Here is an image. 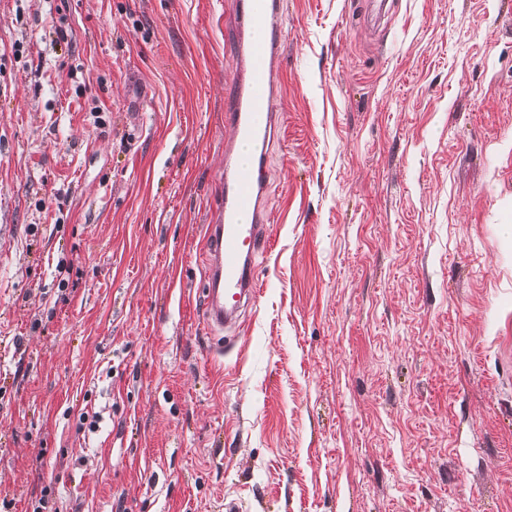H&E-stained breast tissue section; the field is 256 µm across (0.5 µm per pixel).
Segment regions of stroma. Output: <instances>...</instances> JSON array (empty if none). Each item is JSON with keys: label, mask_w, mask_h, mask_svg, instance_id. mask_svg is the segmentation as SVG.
<instances>
[{"label": "stroma", "mask_w": 512, "mask_h": 512, "mask_svg": "<svg viewBox=\"0 0 512 512\" xmlns=\"http://www.w3.org/2000/svg\"><path fill=\"white\" fill-rule=\"evenodd\" d=\"M390 4L286 0L216 336L233 0H0V512H512V0Z\"/></svg>", "instance_id": "obj_1"}]
</instances>
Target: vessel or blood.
<instances>
[{"mask_svg": "<svg viewBox=\"0 0 512 512\" xmlns=\"http://www.w3.org/2000/svg\"><path fill=\"white\" fill-rule=\"evenodd\" d=\"M282 10V0L235 3L232 30L240 78L227 102L224 122L238 143L249 146L252 156L245 163L235 154L225 153L224 194L211 224L204 227L207 267L203 317L216 332L223 331L230 318L262 292L254 260L266 227L274 219L264 205L265 151L278 122L271 103L284 44Z\"/></svg>", "mask_w": 512, "mask_h": 512, "instance_id": "1", "label": "vessel or blood"}]
</instances>
